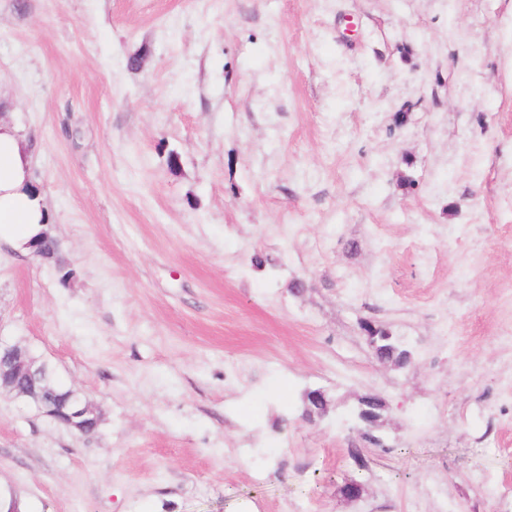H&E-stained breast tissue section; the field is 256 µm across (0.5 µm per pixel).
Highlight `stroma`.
Here are the masks:
<instances>
[{"label": "stroma", "instance_id": "1", "mask_svg": "<svg viewBox=\"0 0 512 512\" xmlns=\"http://www.w3.org/2000/svg\"><path fill=\"white\" fill-rule=\"evenodd\" d=\"M0 110L75 272L1 243L0 339L100 415L0 395V500L512 512V0H0ZM75 396V400L67 398L64 406L68 409V424L84 434L92 433L98 423V414L96 409L82 397Z\"/></svg>", "mask_w": 512, "mask_h": 512}]
</instances>
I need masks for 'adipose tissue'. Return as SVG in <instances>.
<instances>
[{"label":"adipose tissue","instance_id":"adipose-tissue-1","mask_svg":"<svg viewBox=\"0 0 512 512\" xmlns=\"http://www.w3.org/2000/svg\"><path fill=\"white\" fill-rule=\"evenodd\" d=\"M48 210L31 177L29 138L0 119V241L27 248L46 229Z\"/></svg>","mask_w":512,"mask_h":512}]
</instances>
